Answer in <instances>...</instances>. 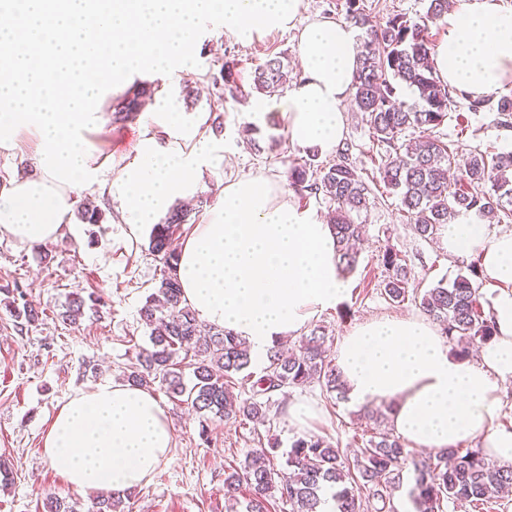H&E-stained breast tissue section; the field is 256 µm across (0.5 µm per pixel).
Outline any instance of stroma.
Wrapping results in <instances>:
<instances>
[{
    "instance_id": "1",
    "label": "stroma",
    "mask_w": 512,
    "mask_h": 512,
    "mask_svg": "<svg viewBox=\"0 0 512 512\" xmlns=\"http://www.w3.org/2000/svg\"><path fill=\"white\" fill-rule=\"evenodd\" d=\"M200 31L195 71L179 78H158L154 84L181 111L223 119L222 129H204L218 156L207 178L205 198L217 201L224 187L242 175L286 181L288 168L300 153L287 139L270 143L267 118L255 117L251 107L273 104L274 99L254 90L253 74L280 53L287 55L292 71H299L296 30L274 31L248 44L237 42L217 18L203 21ZM226 56L236 60L240 72L241 93L234 98L219 97L211 84L215 60ZM346 112L345 141L370 187L371 206L362 216L365 241L358 267L346 280L343 299L316 320L325 327L331 349L368 317L419 314L418 306L390 304L380 293L383 268L378 256L386 246L400 252L413 284L422 290L453 280L469 261L465 255H450L440 241L415 233L398 196L381 181L378 168L385 146L372 142L354 107ZM252 123L261 130L255 146L245 135ZM141 129L138 118L111 122L94 140L102 155L118 163L129 154ZM432 134L452 148L490 154L512 151V127H503L498 112L490 108L472 110L469 98L459 94L447 119ZM149 233L146 226L134 232L109 220L95 225L77 221L45 245L50 256L46 263L41 253L0 237V288L20 283L29 301L44 313L41 321L20 332L0 304V462L12 471L10 486L0 489V512H47L48 496L74 512H91L93 498L67 486L46 458L43 441L56 413L74 392L122 378L138 348L148 346L149 330L139 310L157 287L161 268L148 250ZM74 292L95 293L105 305L100 314H86L79 326L70 327L58 314ZM151 391L167 409L174 440L168 460L125 502V512H224V478L230 469L261 441L277 443L276 461L284 463V453L298 435L283 418L258 426L214 419L204 426L189 406L172 400L159 385H152ZM288 396L316 401L319 414L310 423L311 433L345 449L360 446L362 425L350 402L327 399L315 384L289 389Z\"/></svg>"
}]
</instances>
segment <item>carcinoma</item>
<instances>
[{"mask_svg":"<svg viewBox=\"0 0 512 512\" xmlns=\"http://www.w3.org/2000/svg\"><path fill=\"white\" fill-rule=\"evenodd\" d=\"M343 7L345 21L364 32L353 84L354 102L372 138L388 147L379 166L380 178L399 197L416 233L432 239L442 225L462 214L473 213L488 222L502 214L512 215V152L463 154L430 136L416 144L402 142L406 132H430L448 116L455 90L432 70L434 44L429 36L430 25L444 21L448 0H429L419 21L394 14L375 25L365 13L363 0H344ZM284 60L281 55L274 56L255 70L253 88L258 93L271 96L288 84ZM211 80L218 93L237 96V63L224 60ZM398 85L412 92L413 102L397 97ZM154 92L151 83L133 85L113 105L112 121L135 117ZM486 106L502 115L504 127L512 126V93L495 102L478 99L471 103L475 111ZM316 157L312 150L308 158L292 163L288 183L297 191L321 193L333 204L330 222L336 256L346 275L359 262L363 225L358 220L369 206V188L351 161L349 149H341L336 162L328 166L314 163ZM190 214L191 209L176 206L163 223L151 228L149 251L161 264V278L140 309V319L150 329V347L136 353L126 380L144 388L157 383L171 398L190 405L199 415L203 434L213 416L241 424L268 422L282 414L283 402L276 400V395L284 396L288 389L312 382L330 399L345 398L347 389L328 354L325 328H313L295 351L280 345L269 348L260 371L251 372L254 360L246 341L217 327L202 326L183 299L174 274L177 254L173 237ZM77 218L84 224H100L104 212L80 205ZM380 264L384 268L381 294L398 306L408 301L418 305L441 326L445 337L456 343V353L468 357L493 338L495 322L480 302L482 274L477 264L467 265L466 272L458 273L452 282H440L424 292L411 286L407 267L394 248L384 249ZM5 292L11 298L5 299L4 305L18 330L41 320L42 312L25 299L19 285ZM103 305L99 297L90 294L85 298L76 292L58 317L65 325L77 326L85 309L97 313ZM185 360L193 374L189 385L181 372ZM239 383L246 388L236 393ZM359 416L373 427L352 460L347 452L314 434L292 441L286 466L280 469L274 462L275 448L252 449L224 479L225 512H271L276 499L288 505L290 512H322L327 489L331 490L333 512H361L365 497L381 504L382 512L407 470L414 475L410 497L415 512H440L445 499L482 504L512 487V465L502 466L478 449L449 448L423 457L386 428L388 415L365 405Z\"/></svg>","mask_w":512,"mask_h":512,"instance_id":"1","label":"carcinoma"}]
</instances>
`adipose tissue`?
Listing matches in <instances>:
<instances>
[{
  "mask_svg": "<svg viewBox=\"0 0 512 512\" xmlns=\"http://www.w3.org/2000/svg\"><path fill=\"white\" fill-rule=\"evenodd\" d=\"M301 0H0V148L20 134L33 166L0 184V236L33 246L57 239L81 195L103 198L120 223L164 221L203 187L214 157L202 114L156 96L127 161L113 169L90 138L107 116L105 91L135 79L194 71L200 21L220 18L242 43L293 26ZM433 65L473 99L512 77V9L499 0H458ZM302 70L275 104L293 149L334 153L346 132L360 43L347 23L310 21L297 35ZM449 254L478 258L497 334L478 360L451 353L425 317H373L343 337L336 366L352 405L390 409L396 436L412 448L444 450L481 439L487 457L512 464V430L496 427L501 382L512 379V230L475 215L444 225ZM176 274L199 321L245 338L255 362L298 336L346 292L326 222L299 209L264 175L230 182L203 223L178 243ZM161 401L124 382L75 392L54 417L44 453L81 495L122 496L148 482L172 446Z\"/></svg>",
  "mask_w": 512,
  "mask_h": 512,
  "instance_id": "ef3b65f1",
  "label": "adipose tissue"
}]
</instances>
